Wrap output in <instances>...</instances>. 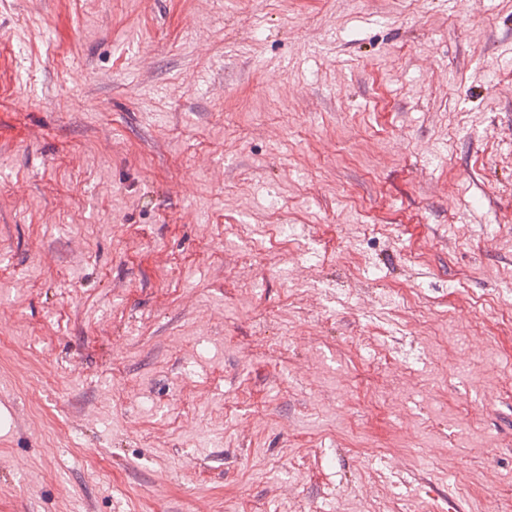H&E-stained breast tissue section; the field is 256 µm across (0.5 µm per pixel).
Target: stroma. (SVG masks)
<instances>
[{"mask_svg":"<svg viewBox=\"0 0 512 512\" xmlns=\"http://www.w3.org/2000/svg\"><path fill=\"white\" fill-rule=\"evenodd\" d=\"M0 333V512H512V0H0Z\"/></svg>","mask_w":512,"mask_h":512,"instance_id":"stroma-1","label":"stroma"}]
</instances>
